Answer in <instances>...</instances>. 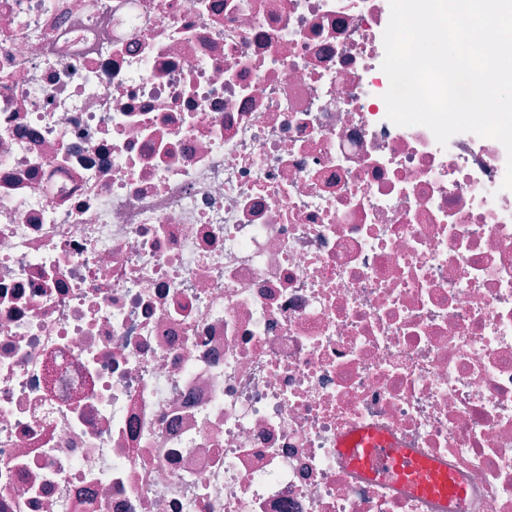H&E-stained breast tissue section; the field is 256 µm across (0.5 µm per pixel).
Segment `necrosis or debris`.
Masks as SVG:
<instances>
[{
  "instance_id": "1",
  "label": "necrosis or debris",
  "mask_w": 512,
  "mask_h": 512,
  "mask_svg": "<svg viewBox=\"0 0 512 512\" xmlns=\"http://www.w3.org/2000/svg\"><path fill=\"white\" fill-rule=\"evenodd\" d=\"M389 19L0 0V512H512L507 152L387 119ZM354 444L363 446L364 457H379L386 460L394 475L412 481L421 494L443 490L447 485L446 480L430 467L408 462L402 451L388 448L378 436L369 431L360 432Z\"/></svg>"
}]
</instances>
